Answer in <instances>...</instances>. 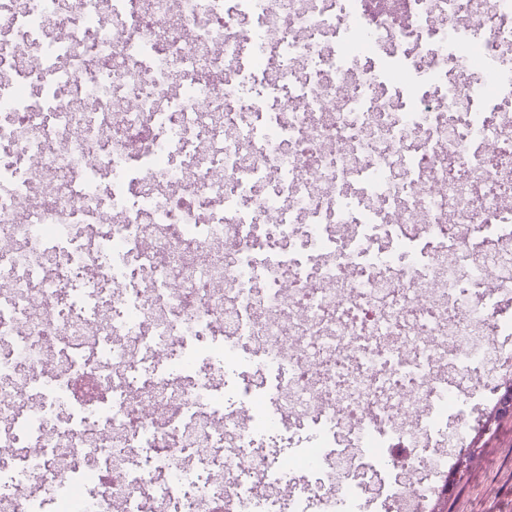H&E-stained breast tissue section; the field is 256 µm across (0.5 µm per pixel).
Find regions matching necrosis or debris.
<instances>
[{
	"label": "necrosis or debris",
	"instance_id": "obj_1",
	"mask_svg": "<svg viewBox=\"0 0 512 512\" xmlns=\"http://www.w3.org/2000/svg\"><path fill=\"white\" fill-rule=\"evenodd\" d=\"M0 239V512L426 502L512 333V0H0Z\"/></svg>",
	"mask_w": 512,
	"mask_h": 512
}]
</instances>
